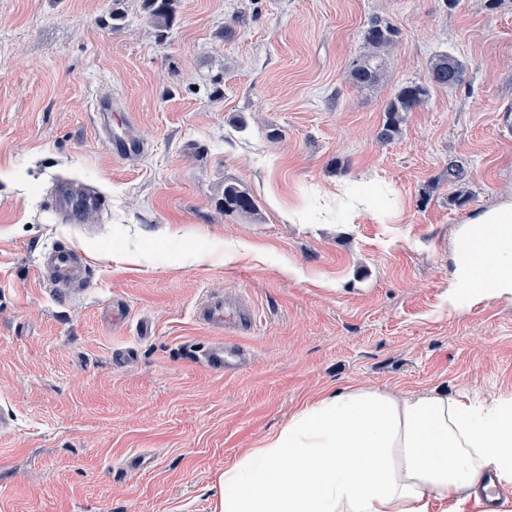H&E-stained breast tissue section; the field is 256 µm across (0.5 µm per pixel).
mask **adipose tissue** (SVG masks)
<instances>
[{"instance_id": "obj_1", "label": "adipose tissue", "mask_w": 512, "mask_h": 512, "mask_svg": "<svg viewBox=\"0 0 512 512\" xmlns=\"http://www.w3.org/2000/svg\"><path fill=\"white\" fill-rule=\"evenodd\" d=\"M448 307L512 302V200L458 229ZM512 483V396L330 391L225 468L215 512H477L487 472Z\"/></svg>"}]
</instances>
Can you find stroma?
Listing matches in <instances>:
<instances>
[{
    "instance_id": "stroma-1",
    "label": "stroma",
    "mask_w": 512,
    "mask_h": 512,
    "mask_svg": "<svg viewBox=\"0 0 512 512\" xmlns=\"http://www.w3.org/2000/svg\"><path fill=\"white\" fill-rule=\"evenodd\" d=\"M0 0V512H214L225 467L304 403L353 383L512 396V302L449 310L456 232L512 198V0ZM399 31L382 81L348 77L371 19ZM431 87L379 142L387 101ZM145 141L117 156L94 109ZM471 201L449 203V162ZM69 176L108 198L62 223ZM250 215L224 209V186ZM385 187L358 220L342 197ZM88 280L59 295L42 253ZM258 310L249 337L200 325L207 296ZM123 300L124 320L112 318ZM242 341L233 376L197 351ZM134 453L150 469L128 472ZM462 76V63L448 54H438L431 60L428 76L431 85L455 86L461 82ZM253 201L249 192L236 184L224 186V209L231 212H250L253 210ZM39 277L53 289L66 293V288L80 286L87 278V265L66 249H57L41 256Z\"/></svg>"
}]
</instances>
